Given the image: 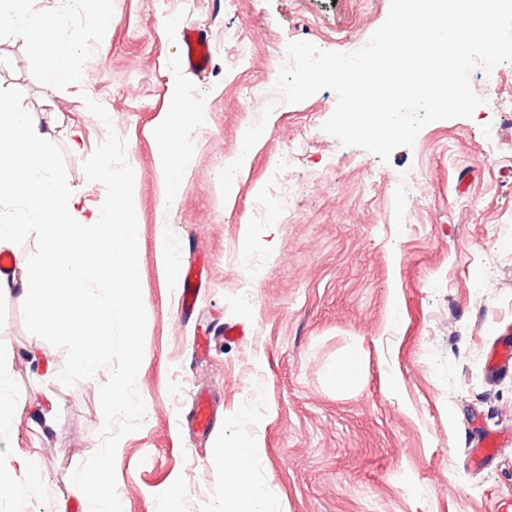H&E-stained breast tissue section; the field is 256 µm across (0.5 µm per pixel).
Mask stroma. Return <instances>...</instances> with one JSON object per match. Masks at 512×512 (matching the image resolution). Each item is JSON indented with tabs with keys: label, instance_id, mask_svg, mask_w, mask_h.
Here are the masks:
<instances>
[{
	"label": "stroma",
	"instance_id": "35a3bbf8",
	"mask_svg": "<svg viewBox=\"0 0 512 512\" xmlns=\"http://www.w3.org/2000/svg\"><path fill=\"white\" fill-rule=\"evenodd\" d=\"M390 0H112L96 31L77 0H33L70 17L57 41L79 85H47L23 38L0 32V97L42 113L64 187L106 205L96 171L134 167V265L143 308L138 370L128 394L140 413H106L104 386L122 382L128 340L90 372L68 337L42 333L17 296H0V367L26 406L14 450L39 452L44 482L22 512H85L74 474L111 453L119 512H222L221 443L258 440L253 478L279 512H501L512 501V446L488 468L468 466L475 420L512 431V368L485 351L512 321V62L469 74L471 117L424 126L389 163L324 131L337 95L299 103L271 88L291 41L332 52L363 47ZM212 54L194 72L185 27ZM246 36L245 56L234 52ZM206 118L188 127L193 150L179 200L166 209L155 165L156 120L173 86ZM266 103L250 107L255 87ZM82 149L72 146L74 132ZM303 151L288 159L295 138ZM244 167L233 168L238 157ZM23 225L12 269L37 259L26 206L0 209ZM206 275L192 314L158 271V238ZM245 330L224 338L225 326ZM354 356L358 381H332ZM213 397L214 428L191 426L190 388Z\"/></svg>",
	"mask_w": 512,
	"mask_h": 512
}]
</instances>
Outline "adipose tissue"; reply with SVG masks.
<instances>
[{"label": "adipose tissue", "instance_id": "1", "mask_svg": "<svg viewBox=\"0 0 512 512\" xmlns=\"http://www.w3.org/2000/svg\"><path fill=\"white\" fill-rule=\"evenodd\" d=\"M29 0L0 9V30L12 31L38 45L43 79L57 86L77 81L79 73L62 63L55 33L65 27L63 14H36ZM196 107L183 104L180 116L159 122L161 147L156 167L174 199L191 149L183 121L200 119ZM38 113L12 108L0 100V205L18 200L27 205L29 223L42 241L39 263L17 278L0 274V295L17 294L43 333L68 336L89 367L102 365L112 349V328L136 334L141 302L133 276L134 238L128 220L136 169L113 176L102 166L99 178H117L107 208L96 207L62 189L52 176L53 157ZM257 441H241L223 450L224 512H273L263 485L252 479ZM43 474L30 454L16 460L0 457V499H15L39 483Z\"/></svg>", "mask_w": 512, "mask_h": 512}]
</instances>
